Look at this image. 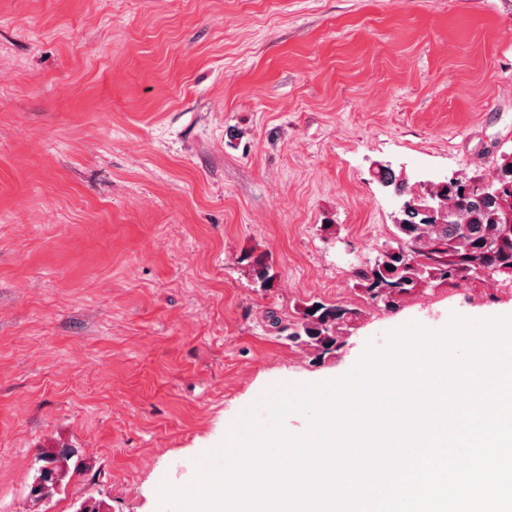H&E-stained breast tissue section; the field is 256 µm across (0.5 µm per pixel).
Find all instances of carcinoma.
Returning <instances> with one entry per match:
<instances>
[{
    "label": "carcinoma",
    "instance_id": "1",
    "mask_svg": "<svg viewBox=\"0 0 512 512\" xmlns=\"http://www.w3.org/2000/svg\"><path fill=\"white\" fill-rule=\"evenodd\" d=\"M495 173L501 193L494 198H478L466 194L468 182L476 177H460L455 181L433 182L414 189L392 170L382 165L375 172L379 182L393 187L395 194L406 197L395 221L396 239L386 244V258L356 270L355 277L368 298L385 308L395 309L401 300L412 295L427 282L451 284L475 276L478 266H494L498 277L512 279V243L496 244L500 230L512 213V159L498 161ZM433 196L451 213L420 209V195ZM254 281L262 288L270 286L272 266L262 256L246 257ZM353 311L337 304L311 300L301 317L289 323L275 314L270 326L288 341L316 353L335 350L342 326L351 320ZM55 464L57 478L48 482L45 492L54 494L66 477L67 456L49 455Z\"/></svg>",
    "mask_w": 512,
    "mask_h": 512
}]
</instances>
